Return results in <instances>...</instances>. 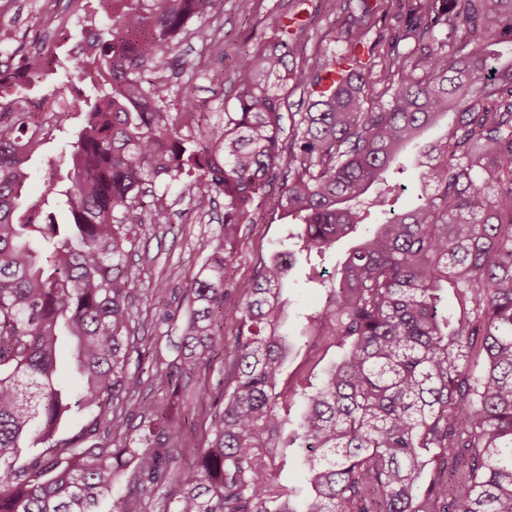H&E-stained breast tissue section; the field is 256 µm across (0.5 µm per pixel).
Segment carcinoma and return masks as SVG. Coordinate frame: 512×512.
I'll list each match as a JSON object with an SVG mask.
<instances>
[{
	"label": "carcinoma",
	"instance_id": "carcinoma-1",
	"mask_svg": "<svg viewBox=\"0 0 512 512\" xmlns=\"http://www.w3.org/2000/svg\"><path fill=\"white\" fill-rule=\"evenodd\" d=\"M95 2L105 25L92 55L53 38L86 0H67L53 32L30 44L0 23V512H132L131 493L115 489L129 468L140 495L175 482L161 512H512V0H379L366 12L406 13L415 49L387 54L377 72L356 53L361 24L349 52L289 66L306 23L281 21L241 52L223 125L182 88L195 125L186 133L168 112L169 85L145 69L190 67L176 41L213 0ZM338 59L349 79L316 92ZM48 81L50 121L33 101ZM371 83L389 97L377 111L366 107ZM295 89L309 105L285 143L282 106ZM71 112L83 120L63 140L66 173L47 168L60 223L48 200H25L32 157ZM443 121L419 162L424 190L395 209L377 186ZM158 181L224 197V224L185 295L184 367L166 376L174 399L182 377L221 357L224 388L216 400L199 384L212 438L176 474L174 404L148 399L130 369L144 359L148 319L134 310L144 292L128 256L138 229L169 223L164 207L144 206ZM276 183V206L301 226L288 257L355 242L297 336L280 333L281 256L237 300L226 334L234 241ZM366 198L378 216L370 227ZM445 290L459 311L441 306ZM302 351L312 366L290 380L285 363ZM295 403L302 511L269 474ZM75 410L92 417L55 438Z\"/></svg>",
	"mask_w": 512,
	"mask_h": 512
}]
</instances>
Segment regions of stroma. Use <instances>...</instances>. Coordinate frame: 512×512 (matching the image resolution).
<instances>
[{"label":"stroma","mask_w":512,"mask_h":512,"mask_svg":"<svg viewBox=\"0 0 512 512\" xmlns=\"http://www.w3.org/2000/svg\"><path fill=\"white\" fill-rule=\"evenodd\" d=\"M60 8L59 0H35L30 6L25 0H0V20L17 19L18 32H31L43 29L45 19ZM363 10V0H348L342 7L337 6L336 0H255L253 12L245 16L238 11L237 0H215L214 18L206 22L196 21V33L186 36L177 47L178 54L195 63L196 69L181 75H168V83L176 89L171 96V112L179 111L177 89L187 82L192 83L195 97L205 111H232L234 92L230 85L212 84L209 73L218 70L232 75L239 50L256 46L271 37L279 20L296 13L304 19L307 28L297 59L310 63L318 55L339 52L345 45L353 16ZM368 25L374 64H382L392 50L403 55L412 53L414 42L407 38L401 22L376 12L368 15ZM202 30L214 32L217 47L210 49L202 43L198 36ZM276 194L275 188H268L253 212L251 223L242 228L237 262L225 280L228 290L224 304L225 327H232L237 300L249 287L264 260L275 251L288 250L298 232L297 225L281 219L275 207ZM151 200L168 209L170 221L141 227L133 260L142 269V286L148 292L147 299L141 301L138 308L153 318L145 331L149 357L140 364L139 370L150 397L161 401L166 397V372L179 368L182 360L181 322L176 314L183 308V295L206 259L202 243L217 234L224 222V201L218 197L202 204L185 185L160 182L153 186ZM347 248V243L342 242L335 252L326 256L301 257L289 270L284 290L289 317L282 328L284 334L294 335L305 316L317 310L324 300L321 286L309 281V274L322 271L327 277H335ZM159 280L165 282L166 290L158 298L151 290ZM223 378V365L216 361L206 370L183 379L185 391L180 399L179 413L185 421L173 434L176 468H183L198 455L203 446L200 429L210 421L209 406L194 399L198 383L208 382L211 390L216 392L222 388Z\"/></svg>","instance_id":"1"}]
</instances>
